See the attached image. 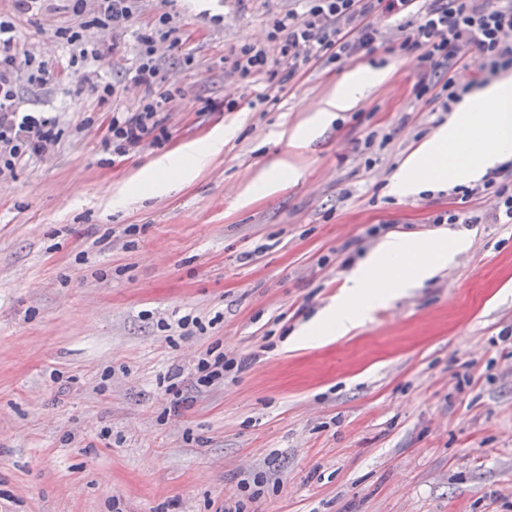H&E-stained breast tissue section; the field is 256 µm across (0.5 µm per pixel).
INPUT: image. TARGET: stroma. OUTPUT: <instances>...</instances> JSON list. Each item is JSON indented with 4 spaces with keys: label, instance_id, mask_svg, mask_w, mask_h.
<instances>
[{
    "label": "stroma",
    "instance_id": "obj_1",
    "mask_svg": "<svg viewBox=\"0 0 512 512\" xmlns=\"http://www.w3.org/2000/svg\"><path fill=\"white\" fill-rule=\"evenodd\" d=\"M74 0L19 12L22 44L46 61L19 81L27 110L59 113L57 146L0 173V512H512V224H480L448 267L338 340L292 349L289 336L330 304L391 234L435 231V214L489 212L444 183L402 195L394 176L449 115L416 99L424 64L378 46L318 63L276 100L240 82L230 55L265 42L300 0H135L126 27L91 30L116 93L78 91L84 70L58 27ZM177 40L157 50L170 137L103 149L116 108L134 106L137 34L160 11ZM386 79L306 147L290 135L349 72ZM240 101L226 110L230 100ZM224 151L190 183L122 207L112 196L156 158L221 129ZM391 134L365 149L368 131ZM297 176L253 185L280 161ZM135 234H126V227ZM197 315L204 332L180 336ZM251 366L195 386L208 347ZM188 403L168 413L164 377ZM263 478L260 497L243 483Z\"/></svg>",
    "mask_w": 512,
    "mask_h": 512
}]
</instances>
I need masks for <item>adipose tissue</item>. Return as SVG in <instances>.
Segmentation results:
<instances>
[{
    "label": "adipose tissue",
    "instance_id": "obj_1",
    "mask_svg": "<svg viewBox=\"0 0 512 512\" xmlns=\"http://www.w3.org/2000/svg\"><path fill=\"white\" fill-rule=\"evenodd\" d=\"M385 77V71L369 67L350 72L316 105V120L328 124L337 113L351 111ZM224 138L219 132L164 156L141 172L134 189L166 192L192 180L222 153ZM510 155L512 75H506L477 90L453 113L447 126L406 161L394 188L411 194L448 180H475ZM468 242V237L444 232L388 236L352 268L335 302L304 331L301 343L314 345L347 336L374 311L446 267Z\"/></svg>",
    "mask_w": 512,
    "mask_h": 512
}]
</instances>
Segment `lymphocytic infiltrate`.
<instances>
[{
	"instance_id": "1",
	"label": "lymphocytic infiltrate",
	"mask_w": 512,
	"mask_h": 512,
	"mask_svg": "<svg viewBox=\"0 0 512 512\" xmlns=\"http://www.w3.org/2000/svg\"><path fill=\"white\" fill-rule=\"evenodd\" d=\"M303 12L274 18L263 43H244L235 52L233 71L245 84L266 80L269 91H283L309 64L339 63L378 45L405 54L422 51L429 75L415 86L417 98L451 111L470 86L458 82L459 72L480 78L484 72L512 69V0H303ZM133 0H75L74 11L91 20L62 26L55 35L69 47L67 68L101 61L99 46L90 40L93 28H117L132 16ZM401 15L405 24L384 35L381 16ZM176 28L160 13L138 35V58L132 81L144 95L133 109L114 112L102 138L104 149L125 153L156 144L169 136L163 112L173 97L156 58L158 43L170 40ZM50 70L20 44L12 21L0 19V171L14 170L32 156L56 146L59 119L18 107L17 81H47ZM492 192L493 220L512 223V169L492 173L482 185L456 186L455 194L471 198Z\"/></svg>"
}]
</instances>
